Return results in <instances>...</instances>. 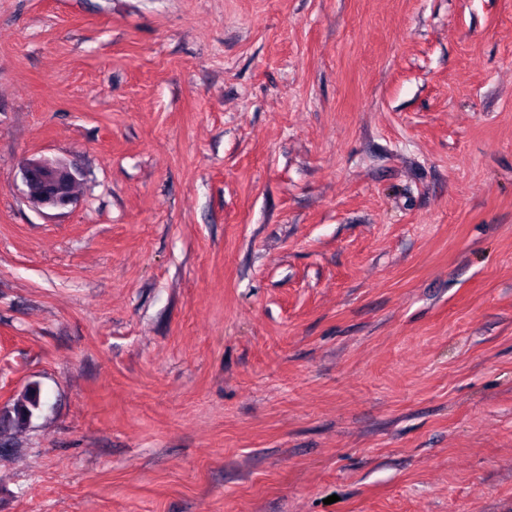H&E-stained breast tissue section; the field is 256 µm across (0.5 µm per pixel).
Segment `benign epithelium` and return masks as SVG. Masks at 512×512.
Wrapping results in <instances>:
<instances>
[{"mask_svg":"<svg viewBox=\"0 0 512 512\" xmlns=\"http://www.w3.org/2000/svg\"><path fill=\"white\" fill-rule=\"evenodd\" d=\"M22 196L38 211L61 210L75 203L65 191L64 177L75 178L74 164H62L45 158L28 159L22 164Z\"/></svg>","mask_w":512,"mask_h":512,"instance_id":"benign-epithelium-1","label":"benign epithelium"}]
</instances>
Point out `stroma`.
<instances>
[{
	"mask_svg": "<svg viewBox=\"0 0 512 512\" xmlns=\"http://www.w3.org/2000/svg\"><path fill=\"white\" fill-rule=\"evenodd\" d=\"M33 383L0 512H512V0H0ZM63 169V174L69 178H77L79 170L75 164H62L53 162L45 158L27 159L22 164V196L27 203L35 204L32 206L38 211L61 210L76 202L75 199L66 194L71 193L76 198L78 184L71 182L66 186L62 175L56 171ZM34 183H41L46 194L51 200V204L40 203L32 198V187Z\"/></svg>",
	"mask_w": 512,
	"mask_h": 512,
	"instance_id": "stroma-1",
	"label": "stroma"
}]
</instances>
